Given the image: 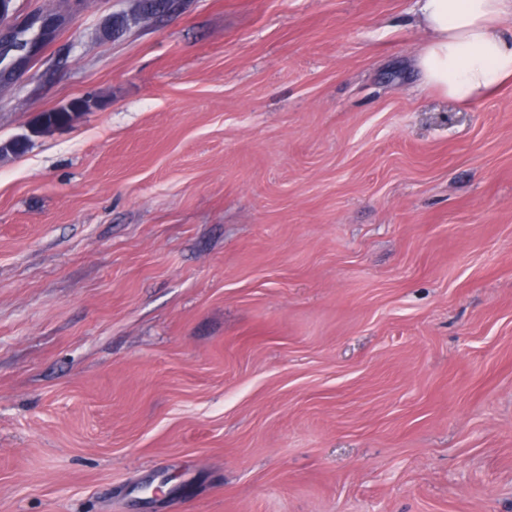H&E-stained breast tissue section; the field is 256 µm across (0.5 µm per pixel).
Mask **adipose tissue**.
<instances>
[{
	"mask_svg": "<svg viewBox=\"0 0 512 512\" xmlns=\"http://www.w3.org/2000/svg\"><path fill=\"white\" fill-rule=\"evenodd\" d=\"M419 24L427 87L472 103L512 78V0H420Z\"/></svg>",
	"mask_w": 512,
	"mask_h": 512,
	"instance_id": "ef3b65f1",
	"label": "adipose tissue"
}]
</instances>
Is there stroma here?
<instances>
[{
  "instance_id": "35a3bbf8",
  "label": "stroma",
  "mask_w": 512,
  "mask_h": 512,
  "mask_svg": "<svg viewBox=\"0 0 512 512\" xmlns=\"http://www.w3.org/2000/svg\"><path fill=\"white\" fill-rule=\"evenodd\" d=\"M135 2L14 0L0 512H512V80L425 87L418 0ZM172 7L171 0H138L131 16L122 14L114 16L109 27L112 35L123 33L131 21L136 22L142 17L160 18Z\"/></svg>"
}]
</instances>
